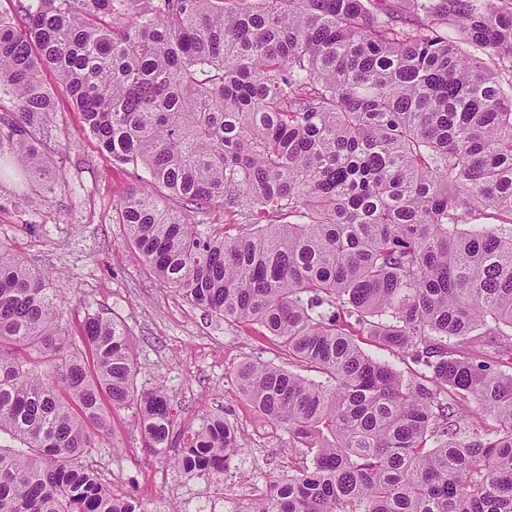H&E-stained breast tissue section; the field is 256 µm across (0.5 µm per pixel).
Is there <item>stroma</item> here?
Here are the masks:
<instances>
[{"label":"stroma","mask_w":512,"mask_h":512,"mask_svg":"<svg viewBox=\"0 0 512 512\" xmlns=\"http://www.w3.org/2000/svg\"><path fill=\"white\" fill-rule=\"evenodd\" d=\"M44 84L56 93L52 160L65 177L53 207L26 214L0 211V240L32 268L52 274L62 326L80 342L87 318L122 322L137 352L139 384H163L186 445L210 418L220 416L242 434L244 451L223 481L184 472L169 453L145 448L134 408L113 409L110 438L89 462L114 493L138 498L145 512H246L306 460L288 447V431L272 424L241 393L238 366L261 360L290 368L287 352L252 323L208 316L160 282L128 244L116 206L151 181L143 167L119 165L86 132L81 112L60 91L52 70Z\"/></svg>","instance_id":"stroma-1"}]
</instances>
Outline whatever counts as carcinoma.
Listing matches in <instances>:
<instances>
[{
    "label": "carcinoma",
    "mask_w": 512,
    "mask_h": 512,
    "mask_svg": "<svg viewBox=\"0 0 512 512\" xmlns=\"http://www.w3.org/2000/svg\"><path fill=\"white\" fill-rule=\"evenodd\" d=\"M133 2L0 16V162L21 182L0 211L65 186L50 68L112 160L151 173L155 192L116 205L140 259L320 376L240 365V390L310 457L248 512H512V5ZM171 201L222 205L238 232ZM61 316L49 276L0 242V512H144L87 458L104 396L135 406L146 447H171L165 386L137 384L126 327L100 317L88 370ZM363 332L417 368L368 355ZM241 453L215 418L173 464L222 481Z\"/></svg>",
    "instance_id": "cac0c4a2"
}]
</instances>
